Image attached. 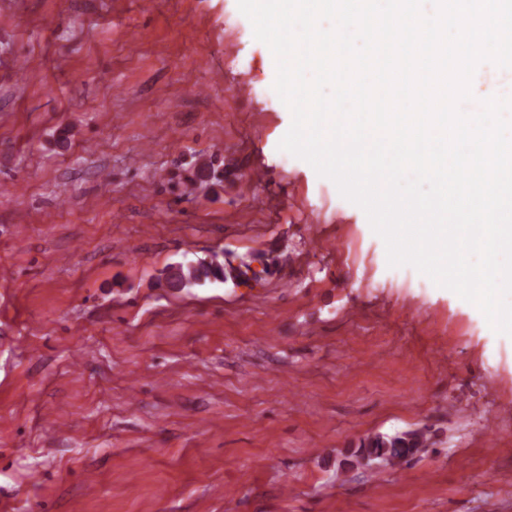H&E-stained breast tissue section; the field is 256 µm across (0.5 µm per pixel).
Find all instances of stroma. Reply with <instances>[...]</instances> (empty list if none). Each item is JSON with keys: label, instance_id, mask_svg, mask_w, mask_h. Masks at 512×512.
Masks as SVG:
<instances>
[{"label": "stroma", "instance_id": "35a3bbf8", "mask_svg": "<svg viewBox=\"0 0 512 512\" xmlns=\"http://www.w3.org/2000/svg\"><path fill=\"white\" fill-rule=\"evenodd\" d=\"M239 15L0 0V512H512V337L279 150ZM175 268L177 269V277L169 281L172 288H185L211 279L224 280V267L220 263L187 264L185 266L180 264ZM423 442L424 435L417 432L377 434L368 437L361 448L365 458H381L392 465H404L409 464L410 458Z\"/></svg>", "mask_w": 512, "mask_h": 512}]
</instances>
